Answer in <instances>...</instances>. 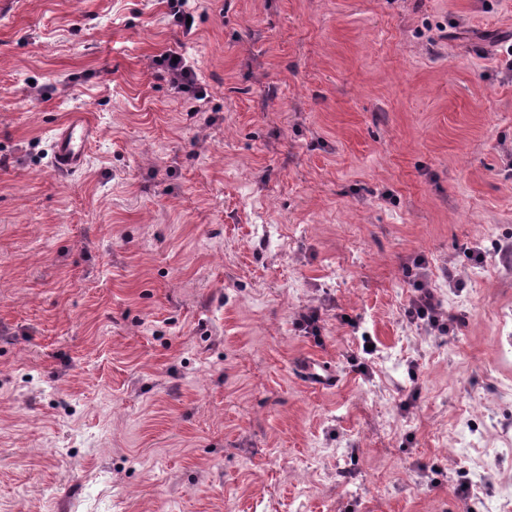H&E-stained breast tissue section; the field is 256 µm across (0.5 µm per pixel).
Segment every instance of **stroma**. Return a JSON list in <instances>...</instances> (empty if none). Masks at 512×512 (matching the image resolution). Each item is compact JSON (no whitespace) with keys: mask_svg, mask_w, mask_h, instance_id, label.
I'll return each mask as SVG.
<instances>
[{"mask_svg":"<svg viewBox=\"0 0 512 512\" xmlns=\"http://www.w3.org/2000/svg\"><path fill=\"white\" fill-rule=\"evenodd\" d=\"M167 11L0 0V512H490L512 449L445 452L512 427V0ZM167 2L169 15L172 17V21L176 23V25L180 26L185 34H191L195 23V10L190 2L194 1L169 0ZM187 16L191 17V24L187 23ZM172 58H176L177 63L172 62ZM156 64L162 68L168 82L178 93L198 99L206 98L207 90L196 82L193 67L186 61L184 54L169 50L156 59ZM96 131L87 116H76L54 134V159L62 171H75L85 162L88 146ZM410 300L406 315L413 322H422L430 331L442 334L450 329L451 322L441 310L440 303L433 304L435 295L431 288H425L420 281Z\"/></svg>","mask_w":512,"mask_h":512,"instance_id":"1","label":"stroma"}]
</instances>
